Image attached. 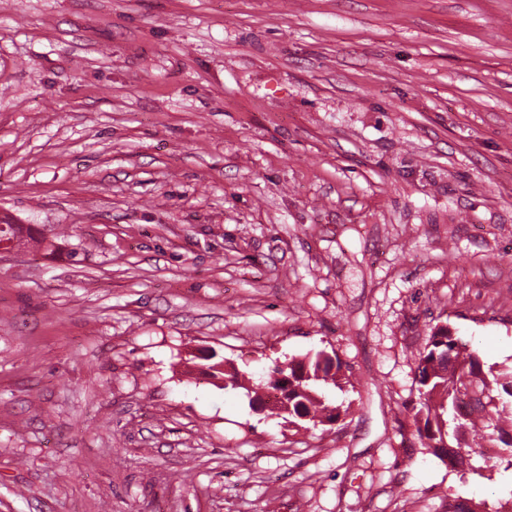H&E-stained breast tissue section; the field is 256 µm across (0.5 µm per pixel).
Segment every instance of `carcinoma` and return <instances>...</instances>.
Segmentation results:
<instances>
[{
    "instance_id": "carcinoma-1",
    "label": "carcinoma",
    "mask_w": 512,
    "mask_h": 512,
    "mask_svg": "<svg viewBox=\"0 0 512 512\" xmlns=\"http://www.w3.org/2000/svg\"><path fill=\"white\" fill-rule=\"evenodd\" d=\"M19 241L27 236L43 244L40 231L28 227L0 229ZM341 365L323 349L288 364L274 367L259 380L263 389L290 378V423L315 429L336 422L350 406L332 404L329 392L343 389ZM417 399L411 408L413 436L421 447L454 467L471 466L470 439L502 445V452L483 459L485 470L512 469V369L484 367L477 351L455 336L448 325L431 328L417 366Z\"/></svg>"
}]
</instances>
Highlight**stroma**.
<instances>
[{
	"instance_id": "1",
	"label": "stroma",
	"mask_w": 512,
	"mask_h": 512,
	"mask_svg": "<svg viewBox=\"0 0 512 512\" xmlns=\"http://www.w3.org/2000/svg\"><path fill=\"white\" fill-rule=\"evenodd\" d=\"M8 221L0 512L512 496L410 419L434 325L512 367V0H0ZM322 348L306 430L256 382Z\"/></svg>"
}]
</instances>
